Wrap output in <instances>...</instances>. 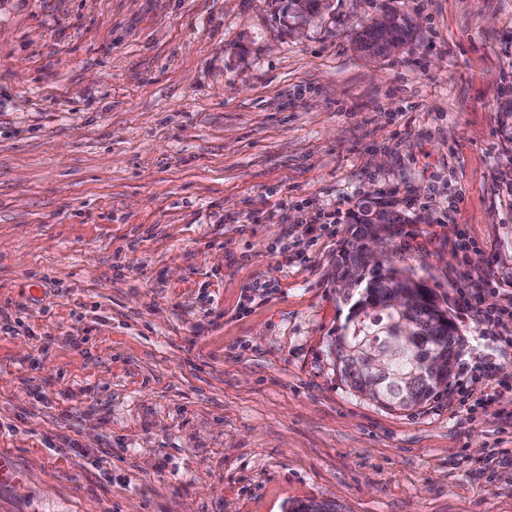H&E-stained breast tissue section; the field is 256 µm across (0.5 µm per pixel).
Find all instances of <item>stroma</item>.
I'll use <instances>...</instances> for the list:
<instances>
[{
    "label": "stroma",
    "instance_id": "obj_1",
    "mask_svg": "<svg viewBox=\"0 0 512 512\" xmlns=\"http://www.w3.org/2000/svg\"><path fill=\"white\" fill-rule=\"evenodd\" d=\"M509 106L512 0H0V512H512ZM367 197L464 339L409 411L329 349ZM322 1L323 0H293L294 4H292V6L294 8L291 11L288 10V14L282 9L283 18H288V30L293 31L298 25H305L311 17L317 15L323 7ZM297 2H301L302 6L299 8L295 7ZM362 27L364 30L358 41L359 48L380 55L399 48L412 29L410 19L396 13L390 15L388 24L383 27L375 22L367 26L362 24Z\"/></svg>",
    "mask_w": 512,
    "mask_h": 512
}]
</instances>
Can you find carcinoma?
<instances>
[{
  "label": "carcinoma",
  "instance_id": "cac0c4a2",
  "mask_svg": "<svg viewBox=\"0 0 512 512\" xmlns=\"http://www.w3.org/2000/svg\"><path fill=\"white\" fill-rule=\"evenodd\" d=\"M323 7L322 0H302V6L283 14L288 30L306 24ZM411 31L410 19L393 14L387 25L370 23L359 38V48L375 54L399 48ZM354 228L336 258V266L363 274L365 294L353 313L334 337L336 360L345 383L355 390L373 385L378 391L375 403L388 410H408L426 404L448 389L449 377L437 381L415 375L420 359L427 352H439L454 364L459 351V329L452 325L443 330L432 324L433 306L442 295L428 286L412 266L398 264L368 268L364 239L367 224L360 208L353 216ZM411 296L410 310L391 304L395 294ZM381 347L396 350L398 357L390 372L379 376L370 371L365 354Z\"/></svg>",
  "mask_w": 512,
  "mask_h": 512
}]
</instances>
